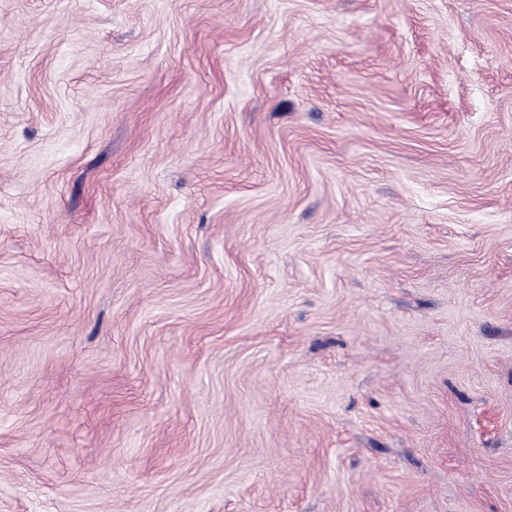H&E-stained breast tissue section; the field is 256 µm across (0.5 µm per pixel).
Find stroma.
Wrapping results in <instances>:
<instances>
[{
    "label": "stroma",
    "instance_id": "obj_1",
    "mask_svg": "<svg viewBox=\"0 0 512 512\" xmlns=\"http://www.w3.org/2000/svg\"><path fill=\"white\" fill-rule=\"evenodd\" d=\"M0 512H512V0H0Z\"/></svg>",
    "mask_w": 512,
    "mask_h": 512
}]
</instances>
